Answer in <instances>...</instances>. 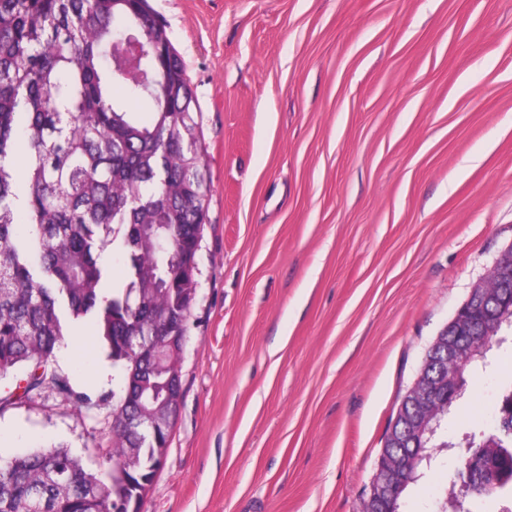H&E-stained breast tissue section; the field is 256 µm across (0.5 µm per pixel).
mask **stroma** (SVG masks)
Listing matches in <instances>:
<instances>
[{
	"label": "stroma",
	"instance_id": "1",
	"mask_svg": "<svg viewBox=\"0 0 512 512\" xmlns=\"http://www.w3.org/2000/svg\"><path fill=\"white\" fill-rule=\"evenodd\" d=\"M148 3L196 91L210 193L142 512H356L429 346L512 245V0ZM55 360L95 406L0 407V455L97 467L121 373L86 321ZM511 383L506 324L400 512H441Z\"/></svg>",
	"mask_w": 512,
	"mask_h": 512
}]
</instances>
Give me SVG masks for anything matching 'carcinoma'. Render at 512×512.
<instances>
[{"instance_id":"1","label":"carcinoma","mask_w":512,"mask_h":512,"mask_svg":"<svg viewBox=\"0 0 512 512\" xmlns=\"http://www.w3.org/2000/svg\"><path fill=\"white\" fill-rule=\"evenodd\" d=\"M197 101L147 0H0V374L28 364L21 398L56 392L89 407L54 364L90 320L125 371L99 468L68 448L0 457V512H127L151 481L142 452H165L171 404L152 388L180 358L152 339L189 332L185 257L206 223ZM25 148L19 170L15 156ZM118 242L131 278L102 294ZM397 512L408 485L391 473Z\"/></svg>"}]
</instances>
